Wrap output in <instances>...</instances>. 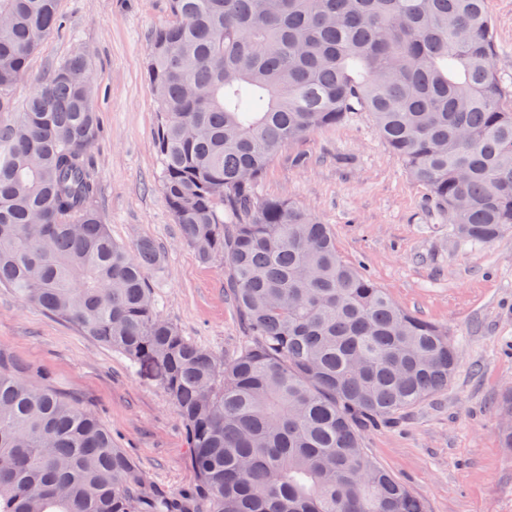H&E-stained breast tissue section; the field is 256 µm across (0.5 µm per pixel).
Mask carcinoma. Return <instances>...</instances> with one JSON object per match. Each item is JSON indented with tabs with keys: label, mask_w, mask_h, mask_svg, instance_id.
<instances>
[{
	"label": "carcinoma",
	"mask_w": 512,
	"mask_h": 512,
	"mask_svg": "<svg viewBox=\"0 0 512 512\" xmlns=\"http://www.w3.org/2000/svg\"><path fill=\"white\" fill-rule=\"evenodd\" d=\"M59 0H0V112L59 31ZM147 74L160 186L183 241L224 256L251 342L226 360L161 318L155 245L112 239L94 202L89 56L0 126V286L156 376L193 489L163 496L89 410L0 350V512H427L364 428L448 388L443 327L342 259L329 225L256 189L285 146L368 113L458 243L512 230V106L486 0H169ZM512 450V392L496 409Z\"/></svg>",
	"instance_id": "carcinoma-1"
}]
</instances>
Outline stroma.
<instances>
[{
    "label": "stroma",
    "mask_w": 512,
    "mask_h": 512,
    "mask_svg": "<svg viewBox=\"0 0 512 512\" xmlns=\"http://www.w3.org/2000/svg\"><path fill=\"white\" fill-rule=\"evenodd\" d=\"M494 65L512 96V0H488ZM61 31L28 62L0 123L12 122L54 68L90 56L99 132L89 153L95 207L113 239L155 244L147 273L160 315L199 346L233 358L248 343L222 257L201 261L181 238L161 191L157 102L146 74L169 0H59ZM304 154L293 166L289 154ZM258 197H285L329 224L342 258L363 264L403 309L447 327L462 358L446 390L394 423L368 426L363 446L427 504L428 512H512V452L500 448L495 408L512 389V232L460 247L432 213L368 113L290 146L269 167ZM0 349L42 372L63 396L94 412L155 490L177 495L195 475L177 412L161 386L78 327L0 287Z\"/></svg>",
    "instance_id": "1"
}]
</instances>
